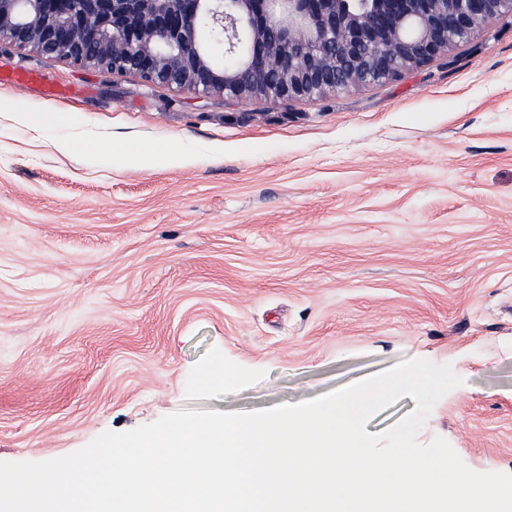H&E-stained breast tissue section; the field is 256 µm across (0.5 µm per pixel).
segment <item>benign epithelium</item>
<instances>
[{
	"instance_id": "obj_1",
	"label": "benign epithelium",
	"mask_w": 512,
	"mask_h": 512,
	"mask_svg": "<svg viewBox=\"0 0 512 512\" xmlns=\"http://www.w3.org/2000/svg\"><path fill=\"white\" fill-rule=\"evenodd\" d=\"M512 0H0V41L201 97L321 98L399 78Z\"/></svg>"
}]
</instances>
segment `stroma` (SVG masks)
<instances>
[{"label":"stroma","instance_id":"stroma-1","mask_svg":"<svg viewBox=\"0 0 512 512\" xmlns=\"http://www.w3.org/2000/svg\"><path fill=\"white\" fill-rule=\"evenodd\" d=\"M413 358L462 380L419 441L512 474L511 17L397 80L291 102L0 43V461Z\"/></svg>","mask_w":512,"mask_h":512}]
</instances>
